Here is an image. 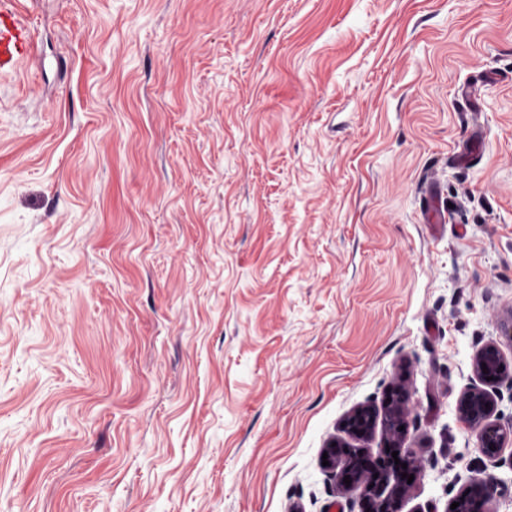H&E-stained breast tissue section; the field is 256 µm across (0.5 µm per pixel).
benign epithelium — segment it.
I'll list each match as a JSON object with an SVG mask.
<instances>
[{
    "label": "benign epithelium",
    "mask_w": 512,
    "mask_h": 512,
    "mask_svg": "<svg viewBox=\"0 0 512 512\" xmlns=\"http://www.w3.org/2000/svg\"><path fill=\"white\" fill-rule=\"evenodd\" d=\"M473 371L480 385H473L463 392L458 405L460 421L477 431L480 452L495 460L502 455L508 437L495 419L496 398L485 386L506 383L512 386V374L507 371L499 346L494 342L484 344L474 357ZM410 397L401 387L390 388L384 395L381 406H362L345 422V431L355 439L369 438L377 423H382L385 433V445L379 458L371 462L360 448H351L344 442L328 445L327 461L331 476L341 486H349L358 492L361 512H403L411 484L402 474L419 476L424 469L418 460L405 448L408 435V415ZM398 452L392 457V452ZM400 463H395V460ZM407 468H402V464ZM351 483H344V478ZM497 490L493 475L472 476L453 497L459 503L448 512H488L487 506L493 500Z\"/></svg>",
    "instance_id": "benign-epithelium-1"
}]
</instances>
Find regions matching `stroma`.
<instances>
[{"label": "stroma", "instance_id": "stroma-1", "mask_svg": "<svg viewBox=\"0 0 512 512\" xmlns=\"http://www.w3.org/2000/svg\"><path fill=\"white\" fill-rule=\"evenodd\" d=\"M6 8L0 512H360L322 453L398 382L404 512H512L457 410L512 372V0ZM3 27V28H2ZM31 49L27 28L22 26L11 12L0 9V70L16 57ZM482 363L486 364L487 373L483 372ZM473 371L484 386L494 387L505 382L512 387V375L507 371L502 352L494 342L484 344L476 352ZM486 377H493V380H486ZM497 490L493 475L472 476L448 504L446 512H488L487 506L493 500ZM454 502L459 506L451 509Z\"/></svg>", "mask_w": 512, "mask_h": 512}]
</instances>
